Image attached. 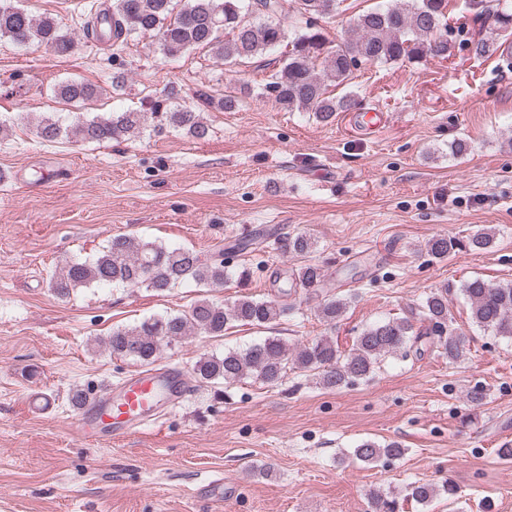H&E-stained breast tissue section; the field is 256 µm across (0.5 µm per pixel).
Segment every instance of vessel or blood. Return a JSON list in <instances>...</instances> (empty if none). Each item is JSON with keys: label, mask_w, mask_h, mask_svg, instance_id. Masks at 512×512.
Instances as JSON below:
<instances>
[{"label": "vessel or blood", "mask_w": 512, "mask_h": 512, "mask_svg": "<svg viewBox=\"0 0 512 512\" xmlns=\"http://www.w3.org/2000/svg\"><path fill=\"white\" fill-rule=\"evenodd\" d=\"M188 382L179 370L137 374L118 390L94 396L76 421V433L85 438L119 441L140 427L158 421L163 406L182 400Z\"/></svg>", "instance_id": "1"}]
</instances>
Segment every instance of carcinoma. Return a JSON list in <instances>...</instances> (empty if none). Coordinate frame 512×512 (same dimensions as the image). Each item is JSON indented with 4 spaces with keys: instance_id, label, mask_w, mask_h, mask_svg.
Listing matches in <instances>:
<instances>
[{
    "instance_id": "carcinoma-1",
    "label": "carcinoma",
    "mask_w": 512,
    "mask_h": 512,
    "mask_svg": "<svg viewBox=\"0 0 512 512\" xmlns=\"http://www.w3.org/2000/svg\"><path fill=\"white\" fill-rule=\"evenodd\" d=\"M449 0H395L384 7L359 14L348 39L340 44L329 40L318 20L336 12V0H293L296 18L289 34L276 17L282 0H184L174 11L172 0H110L105 9H96L84 21L82 34L87 39L121 49L133 34H150L158 40L164 55L178 58L197 49H206L226 66L250 64L264 73L259 92L244 83L221 96L206 87L197 88L193 102H176L178 90L171 87L164 98L146 96V108L80 116L68 126L52 116L41 118L39 135L47 141L59 138L81 143H110L151 127L166 129L202 139L208 127L202 113L216 110L233 112L245 99L256 96L284 112H311L329 122L338 112L356 105L349 91L335 95L329 88L346 84L362 63L387 64L445 59L453 45L441 26L446 21ZM45 44L59 54H68L76 44L75 33L63 29L50 16L36 18L16 5V0H0V46ZM496 39L472 44L476 57L491 58L498 53ZM103 94L97 85L71 80L54 88V97L82 107ZM273 245L284 254L305 255L314 248L312 238L297 234L277 238ZM461 247L460 241L436 236L426 244V252L443 259ZM236 276L243 281L246 270L237 271L224 262V254L204 258L190 249H170L152 241L118 234L110 238L90 259L70 260L49 280V288L67 298L77 288L108 283L123 287H146L158 294L169 292L188 281L202 287L221 286ZM283 293L301 290L320 298L319 318L330 325L343 316L347 299L325 288L320 266L306 264L292 270L284 280ZM461 291L470 305L474 324L496 336L512 339V281L491 283L475 278L465 281ZM286 307L272 300L240 295L228 303L207 298L195 302L187 311L163 318H149L132 327L117 328L105 346L112 356L145 364L159 357L162 343L181 341L188 336H222L233 324L266 327L275 325ZM419 324L408 318H388L367 326L340 349L336 340L323 336L301 346L289 347L279 336H268L248 348L228 350L220 355H203L192 366V377L201 383L232 384L253 377L268 387H277L288 372L299 369L317 375L324 389L338 390L351 382L371 377L387 356L406 358L419 353L428 343L450 362L465 357V341L452 327L448 314V288H439L418 304ZM404 448L397 442L362 441L355 449L357 460L371 465L384 458L399 457ZM458 488L451 482L438 487L414 483L408 496L426 504L440 494L450 498ZM372 512H399L396 495L381 488L369 492Z\"/></svg>"
}]
</instances>
